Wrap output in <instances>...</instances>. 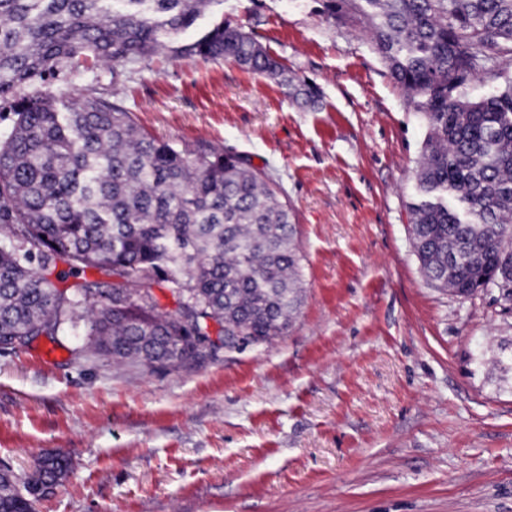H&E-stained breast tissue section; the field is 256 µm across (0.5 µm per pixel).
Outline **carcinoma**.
<instances>
[{
  "instance_id": "carcinoma-1",
  "label": "carcinoma",
  "mask_w": 512,
  "mask_h": 512,
  "mask_svg": "<svg viewBox=\"0 0 512 512\" xmlns=\"http://www.w3.org/2000/svg\"><path fill=\"white\" fill-rule=\"evenodd\" d=\"M215 0H0V351L84 328L114 362L180 370L235 336L268 345L304 298L293 208L242 157L191 150L142 130L117 90L70 101L41 87L62 70L112 63V83L175 42ZM334 17L371 21L370 38L426 129L408 203L426 280L468 297L489 282L512 296V81L470 99L471 79L512 65V0H324ZM276 81L314 109L241 25L219 24L173 48ZM26 87L32 92H23ZM65 262L114 278L61 289ZM167 289L163 309L154 287ZM70 461L46 455L28 474L0 468V512H36ZM31 484L22 493L19 484Z\"/></svg>"
}]
</instances>
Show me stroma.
<instances>
[{
	"label": "stroma",
	"instance_id": "35a3bbf8",
	"mask_svg": "<svg viewBox=\"0 0 512 512\" xmlns=\"http://www.w3.org/2000/svg\"><path fill=\"white\" fill-rule=\"evenodd\" d=\"M318 109L232 60L153 57L64 73L118 89L158 139L247 159L295 211L305 299L286 335L187 371L73 348L0 351V464L72 469L38 512H512V299L422 275L409 212L423 123L364 18L322 0H219Z\"/></svg>",
	"mask_w": 512,
	"mask_h": 512
}]
</instances>
